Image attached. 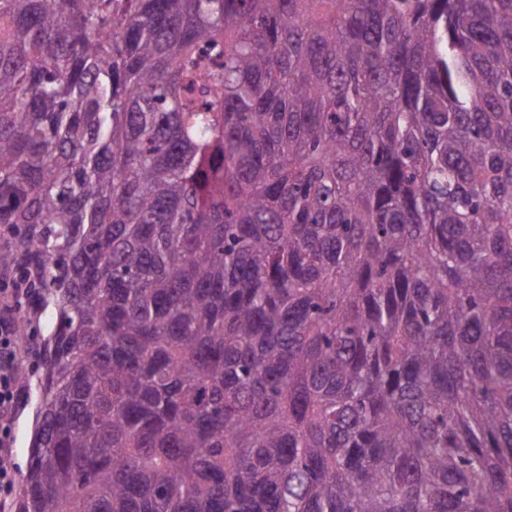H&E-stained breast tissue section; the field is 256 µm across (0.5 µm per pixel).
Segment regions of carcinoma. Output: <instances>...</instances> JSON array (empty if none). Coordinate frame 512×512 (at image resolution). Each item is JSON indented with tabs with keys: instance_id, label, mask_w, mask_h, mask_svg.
<instances>
[{
	"instance_id": "carcinoma-1",
	"label": "carcinoma",
	"mask_w": 512,
	"mask_h": 512,
	"mask_svg": "<svg viewBox=\"0 0 512 512\" xmlns=\"http://www.w3.org/2000/svg\"><path fill=\"white\" fill-rule=\"evenodd\" d=\"M13 512H512V0H0ZM24 288H17L13 279H0V421L10 423L18 406L25 399V392L18 377L17 368L21 362V350L16 333V310ZM24 382V381H23ZM27 389V400L14 414L8 426L10 461L6 455L0 456V491L8 495L11 503L19 494L23 476L27 469L28 451L35 427L37 407L36 379L23 383ZM14 466V469L12 465ZM0 494V499H1ZM5 502V503H6Z\"/></svg>"
}]
</instances>
